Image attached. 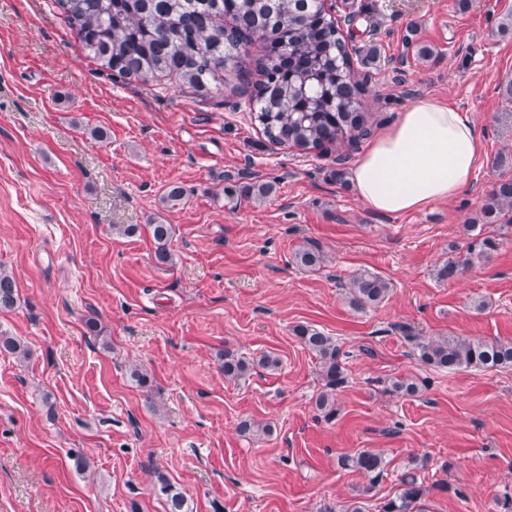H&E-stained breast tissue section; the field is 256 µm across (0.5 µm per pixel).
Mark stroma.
<instances>
[{
    "mask_svg": "<svg viewBox=\"0 0 512 512\" xmlns=\"http://www.w3.org/2000/svg\"><path fill=\"white\" fill-rule=\"evenodd\" d=\"M351 41L380 58L363 112L372 134L422 96L449 99L476 120L482 147L452 199L403 215L368 209L335 148L270 143L246 97L201 96L167 77L107 75L53 0H0V268L16 307L0 331L30 353L0 355V512H164L155 471L192 512H319L363 495L369 512L416 468L433 512H499L512 493V367L438 370L419 363L400 326L420 336L512 340V223L482 224L493 185L512 179V0H353ZM432 49L422 59L418 46ZM273 193L247 198L246 181ZM179 205L164 201L170 183ZM172 225L174 262L157 265L148 225ZM496 241L471 250L470 225ZM137 225L136 235L117 233ZM317 246L320 269L299 267ZM461 264L441 280L448 261ZM391 284L376 307L353 309L344 283L357 271ZM97 320L99 336L85 323ZM336 337L347 382L338 414L316 418V359L294 335ZM232 347L276 355V370L225 380ZM153 379L150 407L129 369ZM413 376L421 392H385ZM269 425L244 434L241 420ZM362 448L386 468L376 486L338 464ZM90 461L77 473L74 454Z\"/></svg>",
    "mask_w": 512,
    "mask_h": 512,
    "instance_id": "obj_1",
    "label": "stroma"
}]
</instances>
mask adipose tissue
I'll return each instance as SVG.
<instances>
[{
  "mask_svg": "<svg viewBox=\"0 0 512 512\" xmlns=\"http://www.w3.org/2000/svg\"><path fill=\"white\" fill-rule=\"evenodd\" d=\"M480 144L469 112L424 96L372 140L349 179L371 210L409 213L456 196L473 174Z\"/></svg>",
  "mask_w": 512,
  "mask_h": 512,
  "instance_id": "obj_1",
  "label": "adipose tissue"
}]
</instances>
